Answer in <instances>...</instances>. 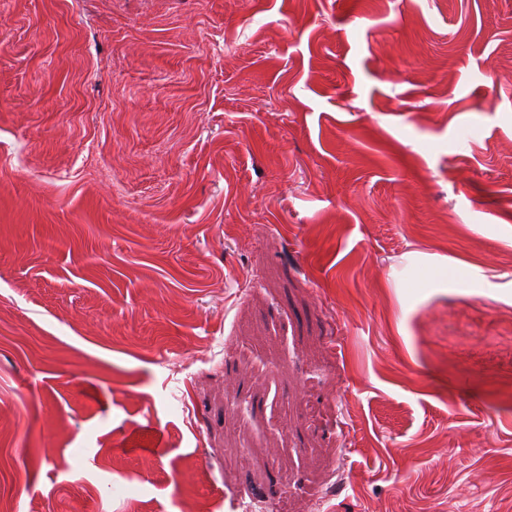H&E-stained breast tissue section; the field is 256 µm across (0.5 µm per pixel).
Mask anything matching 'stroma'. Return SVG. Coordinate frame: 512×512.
I'll return each instance as SVG.
<instances>
[{
	"mask_svg": "<svg viewBox=\"0 0 512 512\" xmlns=\"http://www.w3.org/2000/svg\"><path fill=\"white\" fill-rule=\"evenodd\" d=\"M512 0H0V512H493Z\"/></svg>",
	"mask_w": 512,
	"mask_h": 512,
	"instance_id": "obj_1",
	"label": "stroma"
}]
</instances>
